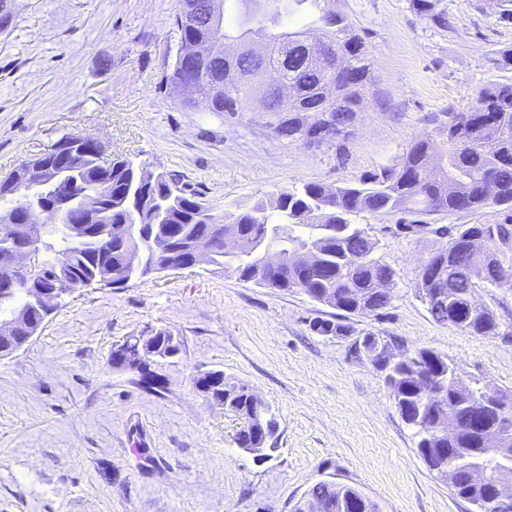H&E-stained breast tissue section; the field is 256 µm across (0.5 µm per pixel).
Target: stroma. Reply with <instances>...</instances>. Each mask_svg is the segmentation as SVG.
Here are the masks:
<instances>
[{
    "label": "stroma",
    "instance_id": "stroma-1",
    "mask_svg": "<svg viewBox=\"0 0 512 512\" xmlns=\"http://www.w3.org/2000/svg\"><path fill=\"white\" fill-rule=\"evenodd\" d=\"M364 41L374 86L349 135L280 138L269 112L188 109L161 86L179 49L178 0H10L0 25V174L66 135L143 161L216 207L304 183L342 187L400 163L410 143L478 88L512 82V22L499 0H439L440 27L410 0H334ZM496 209L427 216L364 213L374 258L394 271L389 305L354 314L343 336L314 333L338 310L304 293L240 280L232 264L83 288L13 356L0 359V512H293L322 480L361 491L378 512H474L430 471L385 373L359 351L448 356L471 387L512 395V341L435 322L418 296L439 228L494 224ZM165 330L179 352L148 390L114 369L113 345ZM220 370L276 414L272 454L238 448V416L193 383ZM144 449L137 457L136 449Z\"/></svg>",
    "mask_w": 512,
    "mask_h": 512
}]
</instances>
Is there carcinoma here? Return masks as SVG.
I'll return each instance as SVG.
<instances>
[{"label": "carcinoma", "instance_id": "1", "mask_svg": "<svg viewBox=\"0 0 512 512\" xmlns=\"http://www.w3.org/2000/svg\"><path fill=\"white\" fill-rule=\"evenodd\" d=\"M275 10L260 18L235 23L221 20L219 27L191 26L175 15L173 26L179 41L206 46L198 69L226 75L240 68L251 71L252 83L240 86L233 96L207 85L202 94L212 98L211 112H251L255 98L262 96L266 110L281 115L276 133L292 139L314 114L329 103L341 105L334 113L339 123L358 111L373 85L372 64L364 43L348 16L331 13L321 0H273ZM437 0H411L413 10L429 17L439 26L446 17L436 11ZM283 14H302L309 22L298 29L281 27ZM341 56L349 78L338 85L334 97L325 95L326 86L336 80L327 72L330 57ZM278 65L292 93V101L282 105L277 94L264 87V71ZM183 80V67L175 60L163 86L169 94L177 93ZM437 134L446 137L445 148L435 151L431 138L415 140L401 162L381 173L329 190L308 183L286 188L268 200L249 206H233L219 213L199 194L180 190V196L167 202L159 195L173 179L150 169L134 174L132 160L116 157L103 166L96 151L72 156L66 173L57 185L60 192L83 190L88 186L111 184L112 210L99 224L101 231L86 240L75 239L66 224H44L36 238L40 271L37 282L43 288L58 291L79 289V284L97 275L114 288L125 287L131 269L127 250L138 249L144 269H158L168 263L191 267V249L204 236L214 240L210 263L224 266V236L238 234L247 238L267 239L281 247L284 265L296 264L303 250H315V265L297 271L301 280H291L284 270H269L267 280L255 277V266L248 256H235V271L243 281H253L279 291L299 290L310 299L346 313L369 314L384 309L390 302L379 283L389 267L366 253L368 236L352 217L370 212L378 215L407 212L416 215L460 213L497 208L502 220L496 224H463L440 233L448 240L434 254L459 266L467 276L453 288V299L443 311L429 310L441 324L481 336H500L512 340V329L501 330L489 309L461 319L455 310L462 305L461 295L477 287H512V83H497L477 91L464 112L448 113ZM497 137V153L489 156L480 145ZM21 168L0 177V201L16 204L17 197L7 195L19 185ZM494 174L497 192L489 197L483 183ZM47 306L38 295H30L25 285L9 294L0 293V322L11 321L19 313L39 326ZM311 329L323 335H343L346 326L332 320H316ZM135 343L124 340L110 354L112 367L132 370L124 355L135 354ZM422 359L424 371L445 399L437 404L424 400L419 391L423 376L415 360ZM386 370V384L402 419L417 431L454 422L453 440L445 434L430 438L420 436L418 452L425 464L442 457L456 472L455 495L469 503L476 512H493L490 485L478 474L479 465L489 457L481 444L479 429L469 420L458 395L474 397L478 390L466 385L456 374L448 357L431 350H420L387 362L374 359ZM224 407L241 420L235 442L240 448H253L260 435L267 406L256 404L244 384L224 385ZM319 512H377L376 505L358 489L319 481L307 492L304 503L294 512H303L307 504Z\"/></svg>", "mask_w": 512, "mask_h": 512}]
</instances>
